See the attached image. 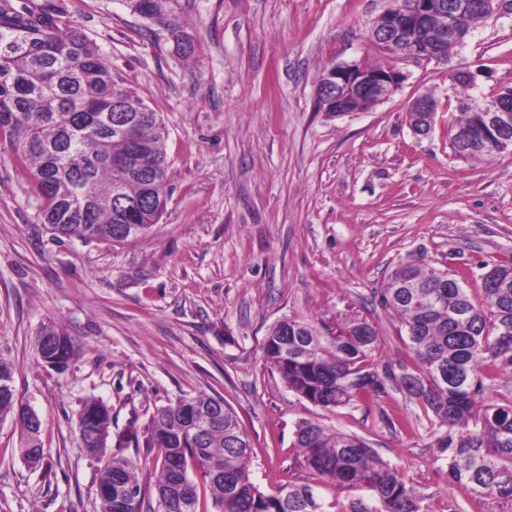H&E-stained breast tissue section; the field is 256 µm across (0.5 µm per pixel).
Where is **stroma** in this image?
Masks as SVG:
<instances>
[{
    "label": "stroma",
    "mask_w": 512,
    "mask_h": 512,
    "mask_svg": "<svg viewBox=\"0 0 512 512\" xmlns=\"http://www.w3.org/2000/svg\"><path fill=\"white\" fill-rule=\"evenodd\" d=\"M64 10L112 72L164 120L166 210L124 242L58 240L39 224L25 170L0 141V358L42 421L44 464L18 453L0 419V512H100L103 464L85 451L87 398L112 409L109 445L138 460L144 512H157V408L223 397L247 430L250 469L265 491L308 484L347 503L357 491L311 470L294 425L311 419L365 438L422 499L424 512H512V500L449 479L440 430L398 386L325 410L290 391L263 351L288 316L353 310L376 323L380 365L408 361L404 329L380 304L392 269L427 263L466 277L482 300V266L512 259V150L489 161L454 156L448 72L475 75L485 94L512 88V18L481 24L448 63L406 58L369 35L384 0H178L190 49L134 15L124 0H34ZM356 62L408 79L370 112L315 109L325 68ZM436 100L430 136L412 134L409 103ZM56 325L77 341L65 369L38 362L35 338Z\"/></svg>",
    "instance_id": "stroma-1"
}]
</instances>
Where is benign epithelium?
Returning a JSON list of instances; mask_svg holds the SVG:
<instances>
[{
    "label": "benign epithelium",
    "instance_id": "1",
    "mask_svg": "<svg viewBox=\"0 0 512 512\" xmlns=\"http://www.w3.org/2000/svg\"><path fill=\"white\" fill-rule=\"evenodd\" d=\"M448 11L446 0H416L410 7L388 5L380 14L381 22L370 29L371 38L384 48L402 57L444 61L447 55L442 47L448 41V30L441 29L423 42L418 33L429 19ZM408 75L391 69L386 75H376L356 62L332 65L323 74L316 91V99L330 104V111L342 116L348 112H369L386 102L407 80ZM435 110L433 101L419 96L411 102V111L423 113L422 121L411 127L416 137H427L432 127L425 123L427 113ZM477 111L483 113L488 128L497 134L499 149L512 146V93L506 91L494 101H482Z\"/></svg>",
    "mask_w": 512,
    "mask_h": 512
}]
</instances>
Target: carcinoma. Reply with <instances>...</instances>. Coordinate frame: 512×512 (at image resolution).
I'll use <instances>...</instances> for the list:
<instances>
[{"instance_id": "1", "label": "carcinoma", "mask_w": 512, "mask_h": 512, "mask_svg": "<svg viewBox=\"0 0 512 512\" xmlns=\"http://www.w3.org/2000/svg\"><path fill=\"white\" fill-rule=\"evenodd\" d=\"M0 0V139L29 173L37 219L61 239L123 242L119 198L145 197L133 216L149 229L169 196L168 131L158 113L120 85L101 49L59 13ZM173 0H126L140 17L166 27L181 40ZM512 0H481L453 23L462 39ZM460 113L451 143L470 139V159L499 154L474 103L484 95L464 75L450 87ZM137 117L133 134L121 117ZM484 303L456 284L449 271L426 263L399 264L381 290V305L406 331L410 361L399 372L379 369L376 325L347 310L318 323L290 317L264 341L267 363L286 387L315 406L334 409L369 399L396 381L435 426L445 429L437 448L448 475L477 493L512 500V262L483 265ZM39 337L62 342L60 367L76 352L74 340L54 327ZM15 366L0 359V417L11 415L19 448L42 449L41 421L15 394ZM506 393L491 397L497 381ZM86 452L105 460L98 483L112 496L101 512H143L139 462L106 458L94 434L111 435L112 412L103 401L86 400L79 412ZM295 447L319 474L366 495L347 509L327 504L309 484L285 483L266 492L250 473L251 444L235 411L205 394L161 406L151 418L146 446L158 449L156 494L165 512H199V488L211 494L213 512H422L420 499L398 470L368 442L334 432L314 420L295 425Z\"/></svg>"}]
</instances>
